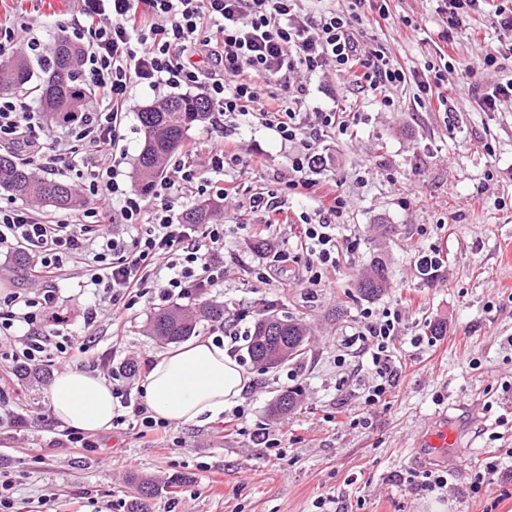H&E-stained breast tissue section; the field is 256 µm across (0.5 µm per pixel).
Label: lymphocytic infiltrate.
<instances>
[{
	"mask_svg": "<svg viewBox=\"0 0 512 512\" xmlns=\"http://www.w3.org/2000/svg\"><path fill=\"white\" fill-rule=\"evenodd\" d=\"M302 2L77 0L70 27L74 38L87 45L82 83L95 95L94 105L64 118L63 135L40 139L41 113L21 98L0 96V141L24 152L26 163L39 171L52 174L61 165L74 172L91 203L58 221L30 207L0 205V254L27 253L32 282L0 298V421L8 427L27 424L12 400L19 369L67 363L87 353L100 317L118 319L136 308H155L224 283L223 225L181 223L174 218L175 205L185 189L233 202L225 170L243 163L264 167V154L257 150L241 158L238 143L223 136L203 152L189 143V161H175L146 193L126 189L118 179L117 148L127 114L138 109V87L196 90L225 120L258 113L265 128L296 148L286 189L312 196L319 193L318 176L327 163L315 143L326 130L346 131L350 115L303 112L306 76L329 69L343 73L386 107L392 106L395 91L410 84L418 100L447 110L446 71L433 66L408 70L383 50H363L344 12L317 15ZM490 2L437 0V9L447 28L488 11L495 27L511 32L512 9ZM20 50L45 51L21 12L0 19V54ZM199 55L206 56V66L197 65ZM89 154L108 157V165L86 166ZM348 205L346 197L333 196L330 205H319L321 218L314 223L306 214L289 212L276 194L258 192L249 206L261 213L262 222L248 231L261 237L277 226L299 225L297 251L304 258L306 282L317 286L339 261L335 220ZM112 206L120 216L115 224L103 217ZM85 266L98 301L83 312L87 335L80 339L59 327L54 283ZM401 322L396 308L361 313L356 336L373 373L365 406L385 400L398 385L401 365L393 340ZM20 325L26 328L21 335L16 332ZM112 395L124 410L117 423L131 418L140 435H166L167 422L153 419L144 402L133 400L130 388L116 385Z\"/></svg>",
	"mask_w": 512,
	"mask_h": 512,
	"instance_id": "obj_1",
	"label": "lymphocytic infiltrate"
}]
</instances>
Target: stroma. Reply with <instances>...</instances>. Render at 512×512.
I'll return each instance as SVG.
<instances>
[{
  "mask_svg": "<svg viewBox=\"0 0 512 512\" xmlns=\"http://www.w3.org/2000/svg\"><path fill=\"white\" fill-rule=\"evenodd\" d=\"M387 6L393 28L356 23L360 43L386 49L408 69L438 63L434 43L444 24L435 0H387ZM19 7L39 22L49 44L64 33L75 2L21 0ZM451 38L448 112L417 101L409 85L387 109L345 75L308 78L305 111L356 115L346 134L329 131L316 143L328 159L319 174L323 189L350 203L337 220L339 263L320 286L287 288L274 280L251 288V270L262 257L246 227L262 217L251 211L250 197L271 190L292 211H317L312 196L293 194L281 182L291 149L251 115L189 130L188 140L200 145L227 134L242 156L264 151L263 171L224 173L238 195L218 215L226 227L220 298L254 315L297 316L307 348L269 371L241 360L251 383L237 425L225 426L218 416L171 426L166 438L152 442L123 423L93 433V451L74 447L53 421L57 369L40 368L18 389V404L34 423L21 433L0 426V471L11 478L17 512H129L134 471L161 483L182 479L174 493L150 501V512H319L323 495L333 496L340 512H423L432 500L447 504V512H512V457L500 456L493 478L477 482L488 450L512 448V104L482 109L484 94L512 78V35L474 14ZM489 53L497 57L491 67L483 63ZM429 244L444 259L441 275L430 281L413 263ZM377 259L388 267V285L368 299L358 283ZM56 288L70 331L82 335L92 288L75 278L59 279ZM387 307L402 312L395 341L402 372L394 393L368 410L363 401L372 372L352 335L363 309ZM151 314L129 313L112 364L136 391L143 362L171 348L149 335ZM433 322L443 323L442 335L430 336ZM416 336L421 345H411ZM289 390L299 393V406L271 417V404ZM443 421L457 431V450L468 460L462 470L449 469L423 446ZM435 469L447 472V492L409 479L410 471Z\"/></svg>",
  "mask_w": 512,
  "mask_h": 512,
  "instance_id": "stroma-1",
  "label": "stroma"
}]
</instances>
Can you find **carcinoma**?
<instances>
[{
	"label": "carcinoma",
	"instance_id": "cac0c4a2",
	"mask_svg": "<svg viewBox=\"0 0 512 512\" xmlns=\"http://www.w3.org/2000/svg\"><path fill=\"white\" fill-rule=\"evenodd\" d=\"M84 48L59 35L55 39L51 56L37 64L25 57L10 59V66L0 67V95L21 94L35 99L41 111L51 118H61L79 110L81 103L92 92L78 79V67ZM43 76H35L34 67ZM207 101L194 96L173 97L138 112L144 132V144L137 162V179L147 186L160 178L170 156L184 143L188 131L209 119ZM0 190L10 193L23 202L51 206L69 211L85 205L72 185L65 181L36 175L11 152L0 154ZM213 203L203 202L188 210L181 217L184 224H208L213 215ZM387 269L379 260L374 261L372 274L358 284L359 293L375 298L386 288ZM224 319V306L202 301L190 307L174 305L156 311L150 320L149 331L166 342H180L195 335L201 321L219 322ZM304 342L302 324L289 315L275 312L257 318L248 343V354L254 362L265 355H274L280 348H294ZM298 393L281 394L270 408L274 416L286 415L297 406ZM135 496L130 512H143L142 501L162 494L164 489L181 483L175 477L163 484L143 475L130 476Z\"/></svg>",
	"mask_w": 512,
	"mask_h": 512
}]
</instances>
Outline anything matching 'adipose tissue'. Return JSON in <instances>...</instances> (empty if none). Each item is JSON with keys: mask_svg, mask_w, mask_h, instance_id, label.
Wrapping results in <instances>:
<instances>
[{"mask_svg": "<svg viewBox=\"0 0 512 512\" xmlns=\"http://www.w3.org/2000/svg\"><path fill=\"white\" fill-rule=\"evenodd\" d=\"M248 382L223 347L197 340L160 355L143 388L153 416L180 425L220 415ZM115 407L111 385L98 374L67 368L54 379L51 409L60 427L90 433L110 429Z\"/></svg>", "mask_w": 512, "mask_h": 512, "instance_id": "ef3b65f1", "label": "adipose tissue"}]
</instances>
